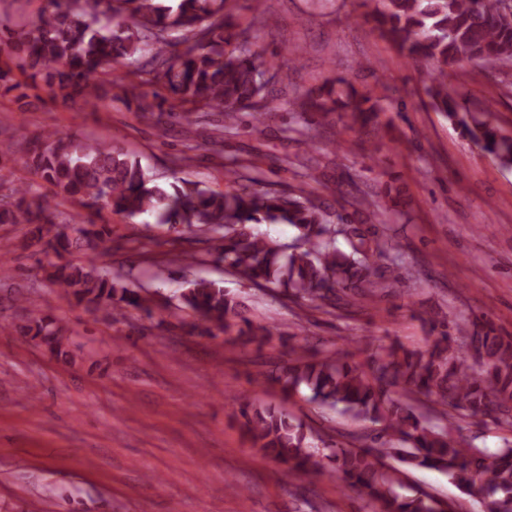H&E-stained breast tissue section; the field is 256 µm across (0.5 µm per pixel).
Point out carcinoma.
Instances as JSON below:
<instances>
[{"label": "carcinoma", "mask_w": 512, "mask_h": 512, "mask_svg": "<svg viewBox=\"0 0 512 512\" xmlns=\"http://www.w3.org/2000/svg\"><path fill=\"white\" fill-rule=\"evenodd\" d=\"M226 0H48L29 23L11 25L0 18V50L21 62L26 78L45 80L52 96L64 103L94 108L101 96L137 102L139 112H177L185 120L197 112L219 110L234 122L253 110L255 127L269 116L270 82L257 69L250 28H241L224 13ZM365 14L381 37L404 56L433 66L426 88L432 105L473 141L483 144L504 168L512 167V136L486 120L459 111L448 93V69L463 63H512V17L503 0H377ZM122 62L134 68L141 83L154 86L153 101L134 93L135 86L106 87L104 76ZM27 86L11 69L0 67V93ZM292 108L308 123L314 116L342 112L361 128H381L387 111L382 100L336 78L307 91ZM25 164L40 182L14 186L0 200V224H32V239L58 255L97 250L110 241L106 224L89 229L81 210H108L128 219L149 214L156 223L182 233L203 230L217 242L220 258L250 285L283 289L294 301L338 307L366 299L383 287L377 260L396 245L385 231V207L330 219L321 202L295 190L251 189L227 175L228 186L215 191L196 182L174 179L163 185L133 154L105 140L52 131L30 144ZM74 203L79 210L56 222L48 198ZM73 225L71 236L59 224ZM289 224L297 245L283 246L254 233V224ZM343 239L347 249L337 247ZM47 277L77 306L115 318L131 307L151 313L152 299L127 288L110 271L90 262L53 265ZM178 310L190 312L199 336L217 337L237 329V336L259 346L279 335L273 326L241 316L238 297L216 280L198 278L179 295ZM434 333L424 350L392 341L379 344L365 371L342 358L292 347L278 375L265 379L285 393L305 386L311 400L340 409L377 426L371 444L340 447L315 442L302 423L267 406L241 408L251 446L286 465L284 476L316 472L321 458L332 462L338 479L365 490L377 512H436L438 501L427 493L400 495L396 479L380 458L400 465L443 469L465 494L479 495L486 512H512V443L495 452L464 447L454 436L458 411L495 414L512 420V337L502 336L488 319L449 324L430 322ZM55 358L68 362L69 336L58 320L45 315L17 326ZM427 396L446 421L434 427L416 415L404 393Z\"/></svg>", "instance_id": "obj_1"}]
</instances>
